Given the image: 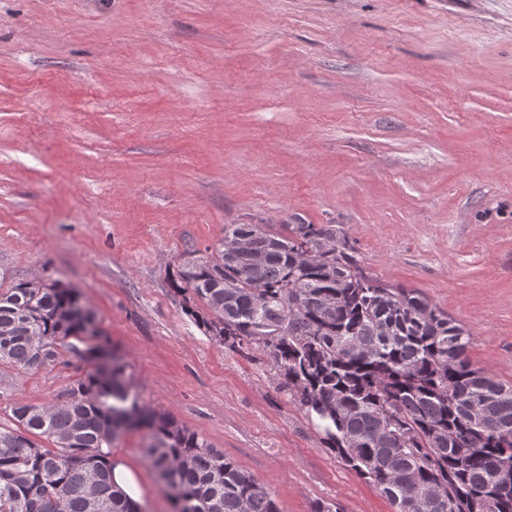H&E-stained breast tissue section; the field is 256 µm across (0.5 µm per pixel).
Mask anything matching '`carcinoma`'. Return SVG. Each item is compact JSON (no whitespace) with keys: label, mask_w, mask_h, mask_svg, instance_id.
Segmentation results:
<instances>
[{"label":"carcinoma","mask_w":512,"mask_h":512,"mask_svg":"<svg viewBox=\"0 0 512 512\" xmlns=\"http://www.w3.org/2000/svg\"><path fill=\"white\" fill-rule=\"evenodd\" d=\"M246 235L258 263L233 248ZM256 285L268 299L260 308ZM173 286L203 305L190 314L225 346L269 358L327 449L393 512H512V385L473 367L472 336L448 314L366 275L335 225L298 224L288 236L226 224L219 246ZM79 308L54 284L0 291V365L50 366L70 337L72 354L107 356L63 401L11 407L12 425H0V512H142L112 480L114 442L141 429L176 512H279L264 484L140 402L124 357L87 330Z\"/></svg>","instance_id":"cac0c4a2"}]
</instances>
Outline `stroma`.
Returning <instances> with one entry per match:
<instances>
[{
    "mask_svg": "<svg viewBox=\"0 0 512 512\" xmlns=\"http://www.w3.org/2000/svg\"><path fill=\"white\" fill-rule=\"evenodd\" d=\"M228 224L335 225L512 384V0H0V289L79 291L142 403L280 512H393L263 353L228 349L174 290ZM92 367L0 365V421ZM146 440L112 456L144 512H175Z\"/></svg>",
    "mask_w": 512,
    "mask_h": 512,
    "instance_id": "1",
    "label": "stroma"
}]
</instances>
